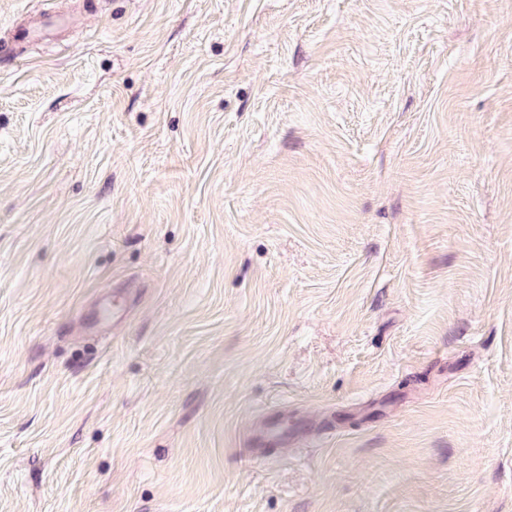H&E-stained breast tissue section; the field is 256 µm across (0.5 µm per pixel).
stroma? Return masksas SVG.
Masks as SVG:
<instances>
[{"label":"stroma","mask_w":512,"mask_h":512,"mask_svg":"<svg viewBox=\"0 0 512 512\" xmlns=\"http://www.w3.org/2000/svg\"><path fill=\"white\" fill-rule=\"evenodd\" d=\"M0 512H512V0H0ZM276 439L282 442L289 441L288 431L282 429L276 417H270L266 423H263L251 438V446H257L264 440Z\"/></svg>","instance_id":"35a3bbf8"}]
</instances>
